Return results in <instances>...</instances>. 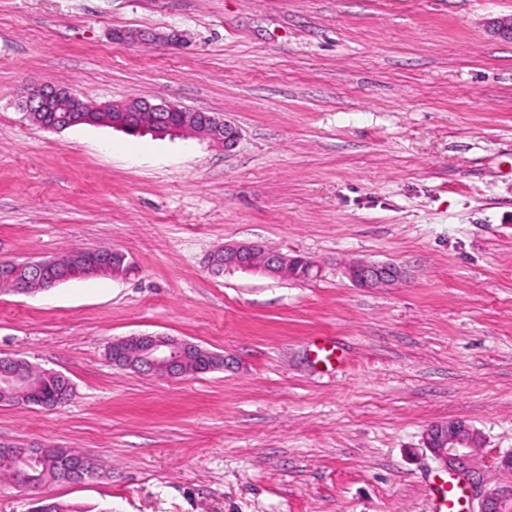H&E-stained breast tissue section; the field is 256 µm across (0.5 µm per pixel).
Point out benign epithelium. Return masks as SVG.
Returning <instances> with one entry per match:
<instances>
[{"label": "benign epithelium", "instance_id": "benign-epithelium-1", "mask_svg": "<svg viewBox=\"0 0 512 512\" xmlns=\"http://www.w3.org/2000/svg\"><path fill=\"white\" fill-rule=\"evenodd\" d=\"M28 114L36 112H70L73 119L67 126L71 127L84 121V112H114L127 120L136 112H150L157 121L165 120L170 112H181L188 122L200 123L205 128V137L220 144L226 150L232 149L239 139L238 128L231 122L216 117L208 112L190 111L168 101L153 102L145 98H131L122 101L94 105L71 94L67 89L56 85H37L30 88L24 101ZM257 254L262 255L266 270L271 271L280 266L284 254L270 252L254 243H230L215 249L208 258L211 269H240L246 260ZM346 275L354 284L364 288H382L399 281L403 276L400 267L391 263H376L355 260L348 264ZM135 351L138 362L132 363L122 353H112V363L128 367L135 371L177 378L184 374V369L193 355L205 353L207 349L164 335L131 336L125 339ZM483 441L481 432L463 421H449L431 426L425 434L426 447L440 460L444 468L456 477L462 485L481 498L480 512H512V485L484 488V476L478 459L479 447ZM53 455L59 460L69 457L66 450L56 448L48 452L45 448H36L28 454L27 465L34 467L41 464L47 456Z\"/></svg>", "mask_w": 512, "mask_h": 512}]
</instances>
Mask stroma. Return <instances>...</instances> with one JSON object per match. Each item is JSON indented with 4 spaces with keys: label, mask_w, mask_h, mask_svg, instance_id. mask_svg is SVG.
Returning <instances> with one entry per match:
<instances>
[{
    "label": "stroma",
    "mask_w": 512,
    "mask_h": 512,
    "mask_svg": "<svg viewBox=\"0 0 512 512\" xmlns=\"http://www.w3.org/2000/svg\"><path fill=\"white\" fill-rule=\"evenodd\" d=\"M508 15L512 0H0V261L89 247L132 263L0 289V357L75 387L50 408L0 405V442L101 471L25 494L0 481V512H432L445 472L424 438L448 420L482 433L489 485L512 483V41L494 30ZM34 83L170 101L240 137L227 151L45 130L20 106ZM232 241L318 273H213L207 255ZM353 260L405 276L362 288ZM140 334L226 364L114 366L108 346ZM86 252L99 259V261H95L91 267L100 265V261L108 255L106 260L102 262V267L98 274L110 275L112 277H123L130 270L129 262L126 263L127 257L122 252L112 250V252L108 254V250L102 248H89L86 249Z\"/></svg>",
    "instance_id": "stroma-1"
}]
</instances>
